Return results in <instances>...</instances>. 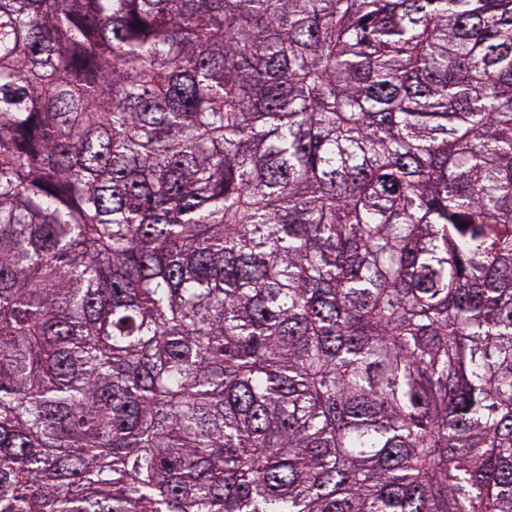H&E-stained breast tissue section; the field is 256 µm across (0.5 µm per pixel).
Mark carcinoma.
Listing matches in <instances>:
<instances>
[{
  "mask_svg": "<svg viewBox=\"0 0 512 512\" xmlns=\"http://www.w3.org/2000/svg\"><path fill=\"white\" fill-rule=\"evenodd\" d=\"M0 512H512V0H0Z\"/></svg>",
  "mask_w": 512,
  "mask_h": 512,
  "instance_id": "1",
  "label": "carcinoma"
}]
</instances>
